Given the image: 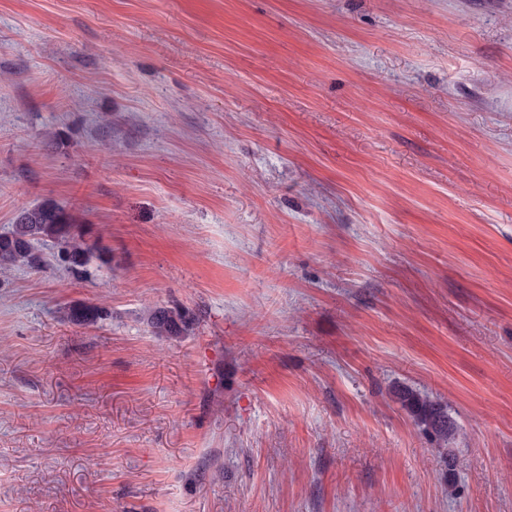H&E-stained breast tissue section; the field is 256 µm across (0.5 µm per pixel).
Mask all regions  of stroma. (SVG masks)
Returning <instances> with one entry per match:
<instances>
[{
    "label": "stroma",
    "mask_w": 512,
    "mask_h": 512,
    "mask_svg": "<svg viewBox=\"0 0 512 512\" xmlns=\"http://www.w3.org/2000/svg\"><path fill=\"white\" fill-rule=\"evenodd\" d=\"M45 199L108 260L0 275V512H512V0H0ZM63 315L72 324L95 326L109 317V311L103 305L75 304L65 307ZM192 321V317L185 312L166 308L153 310L149 318L153 329L171 339L185 336L193 324ZM394 395L438 450L447 449L445 447L456 433V426L448 416L447 407L427 394L409 388H397Z\"/></svg>",
    "instance_id": "1"
}]
</instances>
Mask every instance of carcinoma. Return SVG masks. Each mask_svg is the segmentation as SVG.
<instances>
[{
  "mask_svg": "<svg viewBox=\"0 0 512 512\" xmlns=\"http://www.w3.org/2000/svg\"><path fill=\"white\" fill-rule=\"evenodd\" d=\"M48 242L57 249L51 258L43 252V245ZM95 257L99 259L101 255L88 244L83 226L54 200L20 208L12 223L0 230V273L20 268L41 271L52 258L72 272H81ZM108 317V309L98 304H75L64 309V318L72 324L95 326ZM149 324L158 333L178 339L190 330L192 317L178 310L157 308L152 311ZM394 395L438 449L445 450L456 433L447 407L409 388H397Z\"/></svg>",
  "mask_w": 512,
  "mask_h": 512,
  "instance_id": "obj_1",
  "label": "carcinoma"
}]
</instances>
